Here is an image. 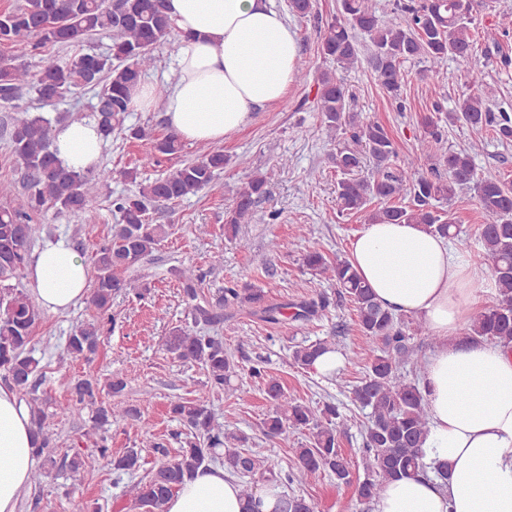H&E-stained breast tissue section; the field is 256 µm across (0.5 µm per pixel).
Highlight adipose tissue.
<instances>
[{"label":"adipose tissue","mask_w":512,"mask_h":512,"mask_svg":"<svg viewBox=\"0 0 512 512\" xmlns=\"http://www.w3.org/2000/svg\"><path fill=\"white\" fill-rule=\"evenodd\" d=\"M182 42L177 77L158 93L132 92L142 112L162 108L189 142L221 143L260 107L281 104L295 79L298 38L268 0H165ZM57 156L75 170L98 165L104 138L93 120L53 130ZM348 260L386 308L423 319L433 333L419 388L429 432L425 471L386 485L373 512H512V348L463 342L485 279L450 240L419 224H364ZM32 296L45 311L87 298L90 273L70 242L49 239L28 266ZM28 406L0 381V512H19L37 466ZM447 464V478L436 469ZM493 482H485V474ZM237 479L223 465L199 469L166 512H247Z\"/></svg>","instance_id":"obj_1"}]
</instances>
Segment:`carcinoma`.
<instances>
[{"mask_svg":"<svg viewBox=\"0 0 512 512\" xmlns=\"http://www.w3.org/2000/svg\"><path fill=\"white\" fill-rule=\"evenodd\" d=\"M473 9V0H386L383 9L378 7V0H340L339 13L319 30L321 54L347 70L358 62L356 34L367 36L368 63L375 80L394 99L400 97L402 67L409 60L435 65L452 56L469 62L466 85L474 92L458 98L455 109L448 112V121L476 129L490 127L501 142L511 143L512 117L494 112L482 93L483 71L472 62L476 48ZM95 35L111 40L110 51L81 54L66 66L48 64L33 72L25 65L0 58V99L9 101L20 91L32 88L39 100L52 101L76 88L99 87L96 121L103 136L110 137L131 110V91L154 66L156 46H166L171 55L179 50L180 40L166 14L165 0H24L21 7L0 10L1 45L28 38L31 50L37 51L47 44L68 47ZM317 98L329 136L334 138L338 131H347L355 144L353 148L340 147L332 155L336 170L345 175L336 185L339 213L362 214L368 223L421 224L426 231L448 238L457 235V226L450 212L437 208L435 203L450 204L458 193L474 192L487 217L478 242L490 262L496 299L476 313L464 339L512 345V183L478 173L474 162V154L480 150L477 142L468 149L437 155V163L425 173L420 171L421 158L400 156L383 125L364 123L350 111L343 78L330 72L318 77ZM439 112L437 106L420 119L421 148L427 158L436 155L443 141ZM6 127L25 176L24 193L19 195L11 183H0V198L9 200L0 207V371L4 380L26 396L30 407L37 437L34 451L43 458V468L33 473L30 482L39 485L46 468L59 464L77 474L84 469L85 458L75 448L65 453L62 461L55 458V434L46 425L48 399L39 394L43 373L31 347L41 310L28 293L9 284V280L25 270L31 245L42 232L41 225L32 223V215L51 207L74 214L86 212L100 188L112 180L113 171L105 167L75 171L64 166L52 149V121L40 113L16 109ZM181 150L182 140L170 131L153 140L141 165L155 166L160 157ZM224 164V152L206 149L197 160L140 184L138 193L113 201L120 223L112 226L109 243L95 252L96 276L87 299L94 316L71 331L66 355H94L104 326L116 324L111 313L112 298L135 291L133 283L119 271L139 267L168 234L167 225L147 221L154 204L197 194L224 169ZM365 169L368 174L364 176ZM266 184L264 175L248 178L227 217L230 228L252 220L266 194ZM374 200L380 206L368 209ZM305 264L342 289L354 304L358 329L367 339L362 354L365 374L352 386L351 395L355 404L369 410L362 448L366 474L357 480L359 501L368 506L390 481L424 472L422 445L428 435L424 396L418 383L405 379L401 370L423 365L414 337L428 332L421 324L408 326L399 315L383 307L347 259L329 262L320 252L311 251L305 256ZM175 273L196 322H211L224 309L236 306L278 323L284 310L290 308L288 303L269 304L263 290L237 282L224 287L222 294L210 302L200 293L202 273L192 266ZM323 307V299L303 302L295 305L293 317L308 320ZM165 348L179 360L201 365L210 391L235 392L231 381L237 376L238 364L222 341L177 327L166 337ZM330 349L331 342L319 340L295 346L291 357L294 364L307 369ZM251 374L264 379L270 402L271 410L263 421L266 434L280 435L290 428L313 430L309 444L297 450L295 467L284 470L275 461L248 450L249 437L224 430L204 398L177 400L170 403L169 411L187 428L193 441L173 457L168 456L163 444H153L164 460L153 472L125 486L124 496L132 508L165 512L166 502L186 479L219 460L242 478L241 495L249 500L255 496L258 479L288 487L302 485L323 470L341 484L354 481L337 441V433L349 419L336 405L314 407L298 401L288 396L278 379L264 374L258 366L251 368ZM100 391L94 378L76 380L71 386L73 409L95 403ZM137 414L133 405H100L92 415V429L83 434L85 446L111 462L120 475H133L140 469L141 450L128 448L121 456L112 457L107 427L118 417ZM277 512H314V506L303 496L284 493Z\"/></svg>","mask_w":512,"mask_h":512,"instance_id":"cac0c4a2","label":"carcinoma"}]
</instances>
